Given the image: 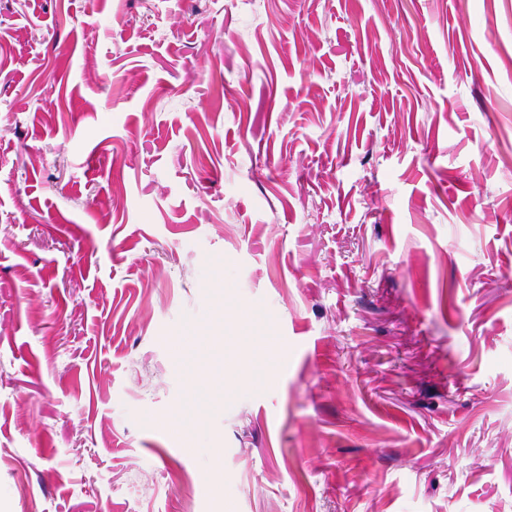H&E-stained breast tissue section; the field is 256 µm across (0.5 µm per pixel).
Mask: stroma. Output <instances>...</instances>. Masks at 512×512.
I'll use <instances>...</instances> for the list:
<instances>
[{
    "label": "stroma",
    "mask_w": 512,
    "mask_h": 512,
    "mask_svg": "<svg viewBox=\"0 0 512 512\" xmlns=\"http://www.w3.org/2000/svg\"><path fill=\"white\" fill-rule=\"evenodd\" d=\"M0 512H512V0H0ZM222 385L224 380V389L219 392L210 393L204 386L200 385L196 381L191 382L192 394L203 400L209 407L218 408L224 404V397L226 398L229 391L234 390L237 387L238 380L233 375L223 376L222 374Z\"/></svg>",
    "instance_id": "1"
}]
</instances>
